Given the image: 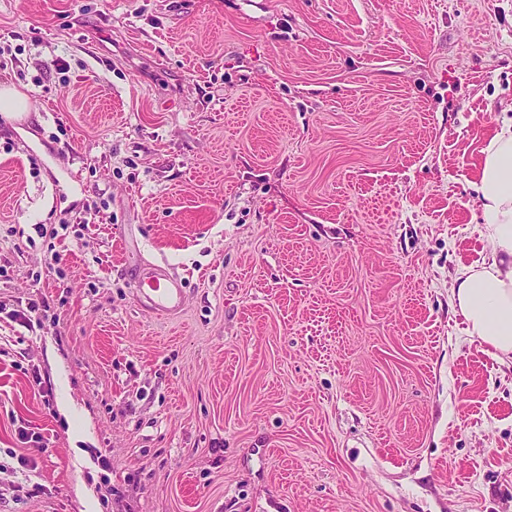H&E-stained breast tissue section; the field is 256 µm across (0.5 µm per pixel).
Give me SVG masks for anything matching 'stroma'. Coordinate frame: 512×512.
I'll return each instance as SVG.
<instances>
[{
  "instance_id": "obj_1",
  "label": "stroma",
  "mask_w": 512,
  "mask_h": 512,
  "mask_svg": "<svg viewBox=\"0 0 512 512\" xmlns=\"http://www.w3.org/2000/svg\"><path fill=\"white\" fill-rule=\"evenodd\" d=\"M11 36L71 70L0 68V512H512V367L448 304L512 0H0ZM136 298L162 315L177 314L183 307L184 290L177 277L161 265L140 269Z\"/></svg>"
}]
</instances>
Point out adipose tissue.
Listing matches in <instances>:
<instances>
[{
	"instance_id": "obj_1",
	"label": "adipose tissue",
	"mask_w": 512,
	"mask_h": 512,
	"mask_svg": "<svg viewBox=\"0 0 512 512\" xmlns=\"http://www.w3.org/2000/svg\"><path fill=\"white\" fill-rule=\"evenodd\" d=\"M476 191L490 248L481 261L458 269L450 300L466 334L500 362H512V118L483 149Z\"/></svg>"
}]
</instances>
